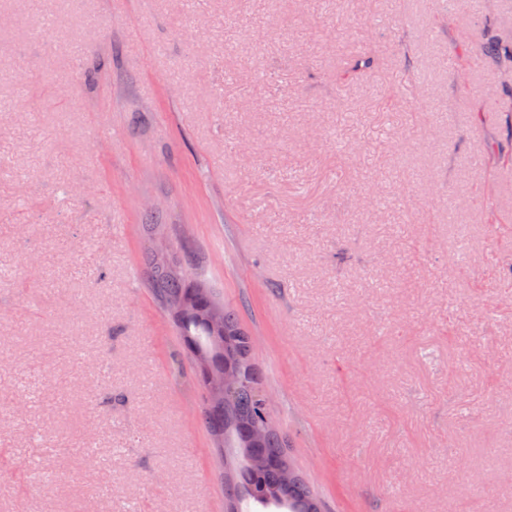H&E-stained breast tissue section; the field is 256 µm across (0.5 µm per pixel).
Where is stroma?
Instances as JSON below:
<instances>
[{
	"instance_id": "1",
	"label": "stroma",
	"mask_w": 512,
	"mask_h": 512,
	"mask_svg": "<svg viewBox=\"0 0 512 512\" xmlns=\"http://www.w3.org/2000/svg\"><path fill=\"white\" fill-rule=\"evenodd\" d=\"M489 33L512 46V0H0V512H228L235 453L143 264L154 203L328 512H512Z\"/></svg>"
}]
</instances>
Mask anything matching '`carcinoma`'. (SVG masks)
I'll return each mask as SVG.
<instances>
[{"mask_svg":"<svg viewBox=\"0 0 512 512\" xmlns=\"http://www.w3.org/2000/svg\"><path fill=\"white\" fill-rule=\"evenodd\" d=\"M375 58L368 51L350 57L345 71L361 75L370 71ZM145 260L157 300L177 316L178 326L191 355L211 372H224V365L238 368L242 379L232 390L219 384L209 393L204 409L205 424L220 447L239 449L235 478L246 490L247 499L262 505L282 497L297 512H325L323 503L294 467L279 434L266 428L265 396L252 362L251 336L244 331L234 310L218 302L201 277L191 282L181 272L180 259L168 249H147ZM219 312L224 332L215 335L206 317Z\"/></svg>","mask_w":512,"mask_h":512,"instance_id":"obj_1","label":"carcinoma"}]
</instances>
